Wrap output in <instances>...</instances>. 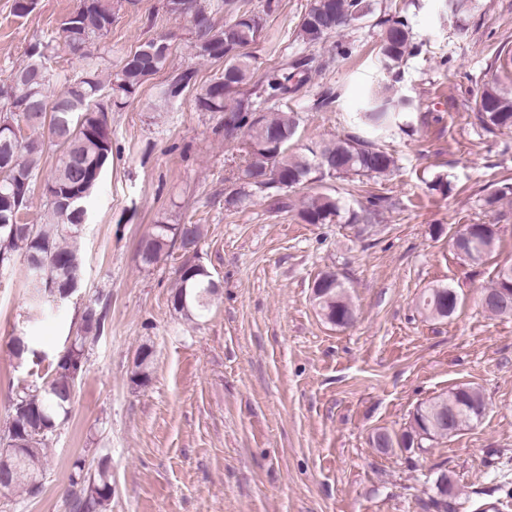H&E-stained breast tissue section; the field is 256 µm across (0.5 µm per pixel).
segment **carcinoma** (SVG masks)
Returning a JSON list of instances; mask_svg holds the SVG:
<instances>
[{
	"label": "carcinoma",
	"mask_w": 512,
	"mask_h": 512,
	"mask_svg": "<svg viewBox=\"0 0 512 512\" xmlns=\"http://www.w3.org/2000/svg\"><path fill=\"white\" fill-rule=\"evenodd\" d=\"M84 9L71 22H62L66 33L59 43L38 40L27 51V62L0 85V123L20 125L23 103L27 100L43 106V119L29 125L26 137L15 134V143L0 139V202L10 196L14 212L6 217L0 210V267L13 261L23 251L26 264H44L43 273L53 279L57 293L70 287L72 275L82 272L83 253L79 243L83 224V202L99 182L98 169L107 166L112 157V128L98 123L95 114L104 112L98 97L103 88L112 90L111 104L119 108L134 97L141 85L164 69L170 49L163 37H156L124 55L118 69L102 78L96 60L82 55L86 61L84 75L65 81L56 94L49 93L52 75L48 61L59 50L70 52L72 45L86 39L102 38L112 29V0H78ZM374 12L372 0H313L302 17L296 41L306 47L321 44L328 36L348 25L353 14L366 17ZM378 62L382 70L391 72L417 47L412 44L408 23L399 16L379 21ZM265 19L259 13L244 12L217 27L212 22L196 30L193 49L199 58L224 61V69L201 89L196 97L199 109L224 113V137L236 139L246 135L244 165L238 173L240 187L225 198L229 207L246 204L255 193H262L278 210L288 208L286 191L319 181L324 176L358 179L382 178L395 167L394 156L372 140L359 135L312 142L296 151L299 119L294 111H271V101L286 100L307 81L302 73L307 59L297 58L291 64L267 74L252 83L253 56L245 51L262 36ZM195 77L191 69L172 77L159 91L166 103L178 96ZM253 88L245 90V86ZM412 107V100L398 95L385 82L368 91L358 126L376 134L389 131ZM476 117L487 131L512 129V90L496 80L487 82L476 100ZM59 152L51 177L42 186L47 210L44 223L28 224V214L35 196L37 171L43 156ZM512 196V184L484 198L485 207L493 211L500 201ZM341 217L340 201L327 193L310 196L298 211L304 224H330ZM202 237L199 224H156L138 244V256L145 266L156 264L177 247L188 250L198 246ZM498 240L495 224H469L467 234L455 240L457 255L464 260H480L489 256ZM512 294V264L496 270L495 278L484 294L496 296L502 290ZM218 287L207 270L196 265L178 270L172 305L185 316L200 315ZM314 300L319 314L330 324L344 327L354 316L352 304L343 283L335 274H321L314 283ZM456 292L450 287L432 288L423 296L422 309L432 317L446 318L457 310ZM105 312L98 303H88L81 314L76 335L67 337L68 345L56 358L54 374L47 384L19 396L13 406H26L31 421L28 439L10 457L9 483L0 491L20 490L33 495V485L42 480L48 437L70 413L76 380L86 371V348L89 339L104 329ZM152 364V351L142 348L136 360L132 381L144 384ZM485 401L475 388L462 386L445 396L420 404L413 413L409 429L401 435L389 436L384 451L394 447L419 449L424 444L456 435L464 427L481 421ZM112 500V475L107 459L102 458L96 472L85 470V461L73 462L70 474L68 506L72 512H108Z\"/></svg>",
	"instance_id": "carcinoma-1"
}]
</instances>
